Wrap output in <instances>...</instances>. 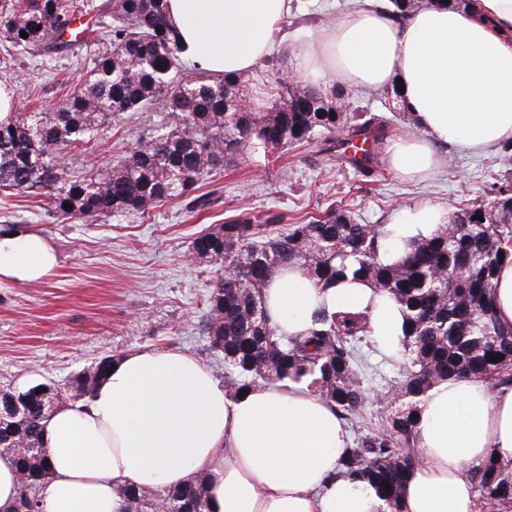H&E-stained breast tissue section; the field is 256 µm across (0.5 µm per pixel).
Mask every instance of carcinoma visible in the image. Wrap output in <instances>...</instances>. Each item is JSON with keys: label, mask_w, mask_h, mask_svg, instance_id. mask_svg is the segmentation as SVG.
Masks as SVG:
<instances>
[{"label": "carcinoma", "mask_w": 512, "mask_h": 512, "mask_svg": "<svg viewBox=\"0 0 512 512\" xmlns=\"http://www.w3.org/2000/svg\"><path fill=\"white\" fill-rule=\"evenodd\" d=\"M165 2L0 0V68L9 70L26 56L52 69L68 52L80 73L55 111L11 112L0 120L1 194L42 197L48 211L66 218L145 216L256 151L318 139L332 143L337 133L347 143L377 140L385 132L388 121L381 115L356 120L336 111L341 88L325 93L296 81L281 93L250 94L236 78L187 67ZM436 2L388 0L386 7L398 22ZM83 17L89 34L81 37L72 25ZM158 105L174 123L139 141L115 164L77 173L58 161L68 147L100 146L108 116L151 112ZM462 215L468 223L439 225L433 235L411 240L390 264L380 261L392 249L384 225L358 224L334 210L282 228L284 215L241 212L192 243L194 256L221 262L201 330L210 351L224 359V384L234 393L257 381L312 376L315 391L344 421L362 418L368 400L362 354L370 336L367 316L322 310L305 335H277L264 288L278 271L297 265L323 286L350 272L402 308L404 379L397 390L405 404L383 429L359 436L342 463L390 512H403L404 484L416 462L417 398L449 379L481 378L492 387L512 381V326L498 321L493 303L499 256L512 257V188L491 189V198ZM113 361L104 357L78 373L63 389L64 401L91 395ZM36 390L0 388V448L14 458L19 496L41 512L40 490L50 480L42 433L51 412L49 397ZM471 478L484 502L512 503V469L493 457ZM205 485L196 476L180 489L146 494L129 483L117 494L123 512H209Z\"/></svg>", "instance_id": "obj_1"}]
</instances>
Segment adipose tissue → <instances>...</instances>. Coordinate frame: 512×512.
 <instances>
[{
    "label": "adipose tissue",
    "mask_w": 512,
    "mask_h": 512,
    "mask_svg": "<svg viewBox=\"0 0 512 512\" xmlns=\"http://www.w3.org/2000/svg\"><path fill=\"white\" fill-rule=\"evenodd\" d=\"M293 7L166 2L186 56L229 78L287 40ZM291 70L323 90H400L413 132L390 143L389 160L403 176H419L439 164V145L481 153L512 139V0L422 8L399 24L379 0H356L294 45ZM448 220L446 207L422 205L394 225L392 238L402 246ZM57 265L41 234L0 232V281L37 282ZM265 299L278 335L306 333L322 307L364 312L378 349L402 353L400 307L361 279L325 288L292 266L272 278ZM114 365L88 402L61 406L45 425L51 477L42 512H122L118 485L149 492L197 475L206 478L210 512H387L372 488L344 473L348 433L308 381L255 385L240 396L185 352L137 350ZM491 455L512 468V383L492 388L466 378L433 387L419 404L405 512H477L471 472Z\"/></svg>",
    "instance_id": "adipose-tissue-1"
}]
</instances>
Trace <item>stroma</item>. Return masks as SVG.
Instances as JSON below:
<instances>
[{"label": "stroma", "mask_w": 512, "mask_h": 512, "mask_svg": "<svg viewBox=\"0 0 512 512\" xmlns=\"http://www.w3.org/2000/svg\"><path fill=\"white\" fill-rule=\"evenodd\" d=\"M346 6L347 0H303L285 28L290 36H306ZM289 59V43L279 44L244 79L254 89L280 88ZM7 75L21 77L22 104L46 112L64 99L77 77L67 58L59 60L52 75L27 58ZM346 99L388 117L389 139L410 133L409 118L389 91L350 89ZM171 122L158 111L115 117L104 129L96 156L67 149L60 158L78 169L104 167ZM446 152L431 175L410 181L391 168L386 142L377 146L372 176L337 160L319 142L259 151L200 185V193L216 196L205 210H195L183 197L148 216L119 214L104 224L62 219L32 197L0 198V226L35 228L60 256L57 270L43 281L0 283V387L24 391L38 384L63 385L102 357L140 349L180 350L223 373V363L212 355L198 326L216 270L215 263L190 258L199 232L242 211L285 215L296 222L334 207L357 223L388 226L404 209L438 204L453 213L487 199L493 183L512 186V153L496 146L473 154L453 145ZM364 351L375 375L366 383L371 397L363 416L348 429L353 438L386 426L389 412L379 397L402 379L400 366L376 344Z\"/></svg>", "instance_id": "stroma-1"}]
</instances>
